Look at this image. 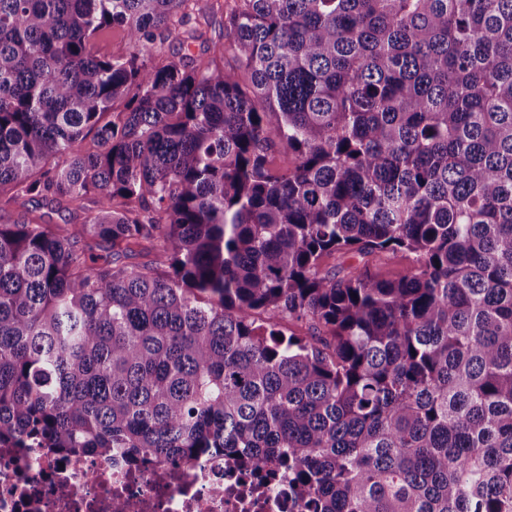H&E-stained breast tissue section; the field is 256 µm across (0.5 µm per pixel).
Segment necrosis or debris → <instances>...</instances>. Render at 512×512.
Segmentation results:
<instances>
[{
	"mask_svg": "<svg viewBox=\"0 0 512 512\" xmlns=\"http://www.w3.org/2000/svg\"><path fill=\"white\" fill-rule=\"evenodd\" d=\"M0 512H300L286 475L263 482L221 455L130 465L0 447Z\"/></svg>",
	"mask_w": 512,
	"mask_h": 512,
	"instance_id": "4bbe7bcc",
	"label": "necrosis or debris"
}]
</instances>
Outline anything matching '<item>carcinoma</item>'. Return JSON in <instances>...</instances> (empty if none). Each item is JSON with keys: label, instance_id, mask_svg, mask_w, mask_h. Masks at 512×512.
Masks as SVG:
<instances>
[{"label": "carcinoma", "instance_id": "obj_1", "mask_svg": "<svg viewBox=\"0 0 512 512\" xmlns=\"http://www.w3.org/2000/svg\"><path fill=\"white\" fill-rule=\"evenodd\" d=\"M23 198L82 223L0 224L1 446L228 454L310 512H512V0H0ZM94 51L101 56L112 57L125 53L128 48L126 32L120 27L107 28L98 33L93 42Z\"/></svg>", "mask_w": 512, "mask_h": 512}]
</instances>
